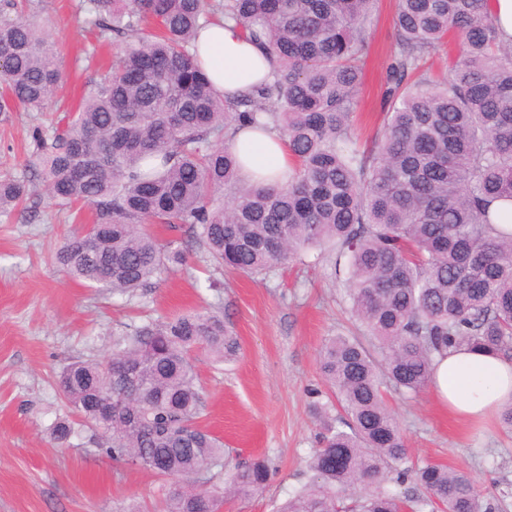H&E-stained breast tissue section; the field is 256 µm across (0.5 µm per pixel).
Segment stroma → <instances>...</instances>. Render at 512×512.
Wrapping results in <instances>:
<instances>
[{
  "label": "stroma",
  "instance_id": "1",
  "mask_svg": "<svg viewBox=\"0 0 512 512\" xmlns=\"http://www.w3.org/2000/svg\"><path fill=\"white\" fill-rule=\"evenodd\" d=\"M396 5L379 0L369 31L352 117L364 144L380 135L388 109ZM35 17L65 63L94 40L70 0H35ZM55 118L23 111L0 118V180L29 176L33 132L50 131ZM32 188L39 220L26 221L18 210L0 215V512H156L169 481L112 461L88 438L51 440V427L66 413L55 379L72 361L110 356L113 334L205 306L224 315L241 351L228 365L199 354L200 423L232 456H265L274 468L262 494L225 498L222 512H275L310 477L318 430L310 405L329 390L319 351L329 337L354 330L332 255L290 260L264 278L206 266L196 249L146 297L115 303L53 259L64 236L89 221V211L58 210L41 182ZM389 405L405 433L409 466L465 469L494 512H512V431L498 422L478 428L457 419L430 388L393 396Z\"/></svg>",
  "mask_w": 512,
  "mask_h": 512
}]
</instances>
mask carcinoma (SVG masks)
<instances>
[{
  "mask_svg": "<svg viewBox=\"0 0 512 512\" xmlns=\"http://www.w3.org/2000/svg\"><path fill=\"white\" fill-rule=\"evenodd\" d=\"M29 2L0 0V113L43 110L64 78ZM493 2L398 0L384 130L365 149L352 115L376 0H280L276 11L271 0L75 4L96 40L120 50L84 84L76 111L35 134L32 166L47 196L93 213L54 254L68 276L130 301L185 265L193 245L250 275L312 250L345 260L365 335L333 336L320 352L334 399L313 403L321 446L311 479L279 512L491 510L465 469L406 466L386 393H419L452 348L512 357V44L499 37ZM226 20L273 62L239 98L215 89L194 47L205 24ZM451 36L459 53L435 86L424 65ZM247 128L284 141L285 183L241 179L233 139ZM29 183L1 181L0 212L29 199ZM155 224L184 235L161 243ZM198 350L238 357L224 316L147 321L113 338L112 357L69 363L57 375L69 415L52 439L88 427L112 460L177 480L161 512H219L208 484L227 462L223 440L198 424ZM271 473L265 457L240 461L225 492L254 496ZM409 479L422 494L388 487Z\"/></svg>",
  "mask_w": 512,
  "mask_h": 512,
  "instance_id": "obj_1",
  "label": "carcinoma"
}]
</instances>
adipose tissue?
Returning <instances> with one entry per match:
<instances>
[{
    "label": "adipose tissue",
    "mask_w": 512,
    "mask_h": 512,
    "mask_svg": "<svg viewBox=\"0 0 512 512\" xmlns=\"http://www.w3.org/2000/svg\"><path fill=\"white\" fill-rule=\"evenodd\" d=\"M195 45L207 71L224 93L252 91L271 72L266 52L247 41L232 23L200 30ZM245 176L275 173L288 165L287 151L275 134L242 130L235 140ZM432 386L440 402L456 418L486 422L512 404V359L467 346L437 358Z\"/></svg>",
    "instance_id": "adipose-tissue-1"
}]
</instances>
